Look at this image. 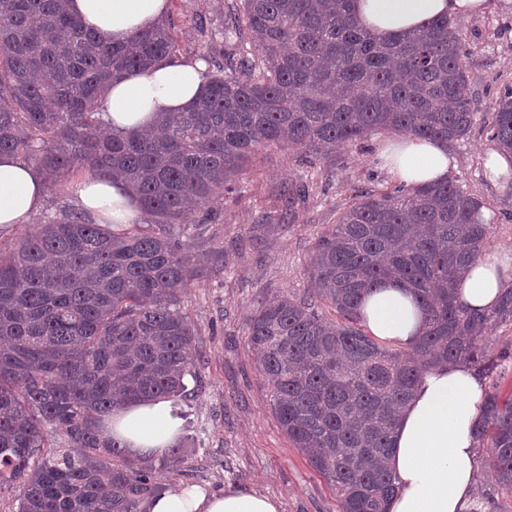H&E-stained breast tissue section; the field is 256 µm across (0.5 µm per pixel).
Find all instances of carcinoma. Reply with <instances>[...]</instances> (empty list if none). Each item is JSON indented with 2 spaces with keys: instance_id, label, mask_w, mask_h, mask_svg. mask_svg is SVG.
<instances>
[{
  "instance_id": "cac0c4a2",
  "label": "carcinoma",
  "mask_w": 512,
  "mask_h": 512,
  "mask_svg": "<svg viewBox=\"0 0 512 512\" xmlns=\"http://www.w3.org/2000/svg\"><path fill=\"white\" fill-rule=\"evenodd\" d=\"M246 43L256 55L241 53ZM467 55L446 18L374 39L350 0H237L224 12V59H207L190 108L155 134L117 136L105 87L176 56L171 28L114 45L66 0H0V153L51 185L80 170L125 180L139 209L122 233L68 210L0 248V490L18 492V512H139L163 490L152 461L103 440L100 424L127 401L186 392L200 351L174 286L208 261L191 239L215 221L213 200L261 147L286 142L313 160L376 131L465 138L479 111ZM488 131L512 150V87ZM481 206L451 173L360 194L316 241L307 291L258 303L249 346L272 411L342 512H387L396 486L384 461L426 371L465 363L496 380L512 361L485 336L512 323V283L487 314L455 296L489 235ZM389 279L414 288L425 312L408 352L360 318L362 299ZM475 438L481 473L512 495V394L485 393Z\"/></svg>"
}]
</instances>
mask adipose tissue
Masks as SVG:
<instances>
[{"label": "adipose tissue", "instance_id": "adipose-tissue-1", "mask_svg": "<svg viewBox=\"0 0 512 512\" xmlns=\"http://www.w3.org/2000/svg\"><path fill=\"white\" fill-rule=\"evenodd\" d=\"M362 28L375 37H401L430 21L483 15L491 0H352ZM68 10L90 30L120 44L137 29L162 21L169 0H68ZM205 66L173 57L112 82L104 102L113 131L149 130L160 113L186 110L197 98ZM379 164L406 185L443 180L455 168L448 143L397 135L378 149ZM47 188L34 168L0 154V230L23 228L42 205ZM77 202L88 215L113 224L133 223L135 195L125 183L87 176L78 184ZM512 281V249L478 259L461 284L460 300L487 311ZM361 314L368 332L380 341L413 348L424 314L413 288L388 280L366 296ZM484 385L471 368L458 363L425 374L404 408L387 466L398 490L389 512H470L477 469L473 431L480 419ZM181 422L170 401L146 399L114 410L101 425L103 439H120L138 457L166 456L180 435ZM144 512H281L279 501L238 488L216 494L192 485L164 489L148 499Z\"/></svg>", "mask_w": 512, "mask_h": 512}]
</instances>
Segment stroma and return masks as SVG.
I'll return each instance as SVG.
<instances>
[{
	"label": "stroma",
	"instance_id": "35a3bbf8",
	"mask_svg": "<svg viewBox=\"0 0 512 512\" xmlns=\"http://www.w3.org/2000/svg\"><path fill=\"white\" fill-rule=\"evenodd\" d=\"M230 3L170 0L166 21L179 57L200 60L214 52ZM459 26L469 44L467 68L480 110L471 135L451 145L454 173L464 192L490 213L484 246L490 252L512 247V189L493 184L489 159L497 144L485 124L499 89L512 85V0H493L490 11ZM378 143L369 137L313 165L285 145L260 149L215 199L217 217L193 246L212 252L220 273L195 276L180 287L200 356L186 396L172 402L182 421L183 451L154 461L167 486L192 484L217 493L249 488L277 498L282 512H342L271 411L267 382L248 345V322L258 302L307 290L316 239L355 195L395 185L375 161ZM295 186L304 193L287 222L282 197ZM257 236L262 246H251Z\"/></svg>",
	"mask_w": 512,
	"mask_h": 512
}]
</instances>
